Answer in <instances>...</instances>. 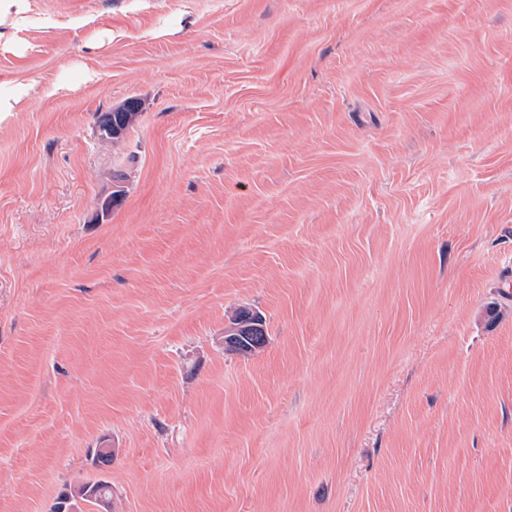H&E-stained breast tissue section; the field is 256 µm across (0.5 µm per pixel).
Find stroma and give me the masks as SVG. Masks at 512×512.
<instances>
[{
  "mask_svg": "<svg viewBox=\"0 0 512 512\" xmlns=\"http://www.w3.org/2000/svg\"><path fill=\"white\" fill-rule=\"evenodd\" d=\"M30 3L0 512H512V0ZM141 112L130 109L126 104L105 112L98 118L100 138L103 142L115 145L139 119ZM262 317L252 311L243 309L238 311L231 319V326L227 330L235 329L237 336H225L224 343L228 347H235L240 336H250L238 349H230L243 355H251L260 351L267 343V333ZM96 506L98 512H109L112 507V489L106 481L79 485L69 492H63L52 505L50 512H83L79 502Z\"/></svg>",
  "mask_w": 512,
  "mask_h": 512,
  "instance_id": "35a3bbf8",
  "label": "stroma"
}]
</instances>
